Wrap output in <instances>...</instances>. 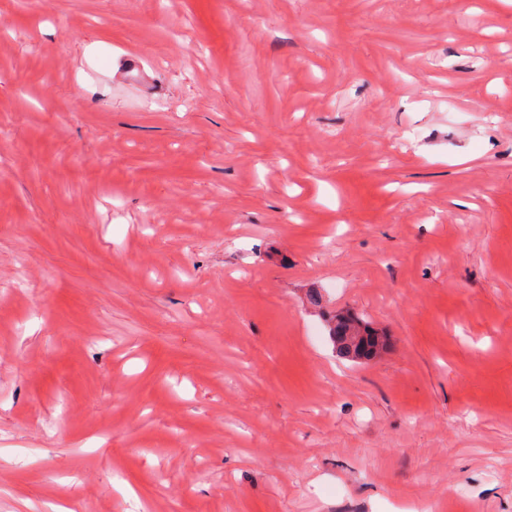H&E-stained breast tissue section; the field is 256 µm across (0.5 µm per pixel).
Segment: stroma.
Returning a JSON list of instances; mask_svg holds the SVG:
<instances>
[{
    "label": "stroma",
    "mask_w": 512,
    "mask_h": 512,
    "mask_svg": "<svg viewBox=\"0 0 512 512\" xmlns=\"http://www.w3.org/2000/svg\"><path fill=\"white\" fill-rule=\"evenodd\" d=\"M0 130V512H512V0H0Z\"/></svg>",
    "instance_id": "35a3bbf8"
}]
</instances>
